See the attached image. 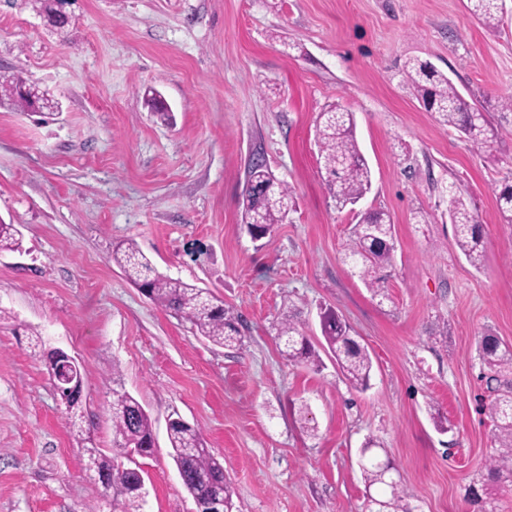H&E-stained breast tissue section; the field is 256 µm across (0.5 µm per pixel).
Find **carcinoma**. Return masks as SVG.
<instances>
[{"label":"carcinoma","instance_id":"cac0c4a2","mask_svg":"<svg viewBox=\"0 0 512 512\" xmlns=\"http://www.w3.org/2000/svg\"><path fill=\"white\" fill-rule=\"evenodd\" d=\"M502 3L503 0H467V8L481 23L496 25L501 21ZM403 74L415 89L420 104L434 114L438 122L458 129L481 149L497 138L483 106L468 102L448 76L415 60L405 63ZM24 85L26 81L19 76L0 74V107H17L35 113L54 110L55 105L47 100L35 102L23 96L19 89ZM316 136L327 173L325 185L336 203L344 207L362 199L371 188V170L355 138L353 113L338 104L329 106L320 114ZM496 198L502 223L512 225L509 179H504ZM292 205L288 185L277 179L261 158H253L247 168L241 200L244 223L251 232L261 236L271 231L274 225L285 220ZM448 216L459 251L472 266L481 267L482 231L462 194L451 193ZM356 219L347 244V257L373 294L382 296L384 286L380 271L392 263L395 246H385L379 240H394L391 217L383 210L369 209L357 213ZM20 248L15 225L0 219V253ZM112 261L151 300L189 321L198 335L218 346L242 343L240 319L224 308L223 301L206 289L157 273L134 241L129 240L114 250ZM321 332L350 385L366 390L370 383L371 359L365 348L352 339L349 326L330 309L321 316ZM278 340L283 345L281 353L289 362L308 366L319 361L313 345L288 314L279 322ZM479 352L487 371V382L496 383L489 414L497 430L499 450L489 464L488 475L503 480L508 474L512 476V346L488 334L479 340ZM57 395L66 406L72 426L80 427L82 400L62 391ZM110 410L115 445L128 451H151L153 423L137 399L114 389ZM167 436L182 484L196 504L219 498L224 502V512H232L233 490L224 477V466L206 447L198 429L179 418L168 423ZM85 451L88 470L100 477H112L111 492L104 495L110 503V512H128L127 506L141 497L140 471L114 463L95 447H87ZM361 466L368 486L384 487V497L371 499L376 512H410L403 504L400 482L383 479L381 466L372 457L365 458Z\"/></svg>","mask_w":512,"mask_h":512}]
</instances>
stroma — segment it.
<instances>
[{
	"label": "stroma",
	"mask_w": 512,
	"mask_h": 512,
	"mask_svg": "<svg viewBox=\"0 0 512 512\" xmlns=\"http://www.w3.org/2000/svg\"><path fill=\"white\" fill-rule=\"evenodd\" d=\"M67 12L51 32L27 0H0V72L61 105L0 107V219L22 242L0 253V512L108 508L38 337L76 359L83 426L107 456L120 455L113 390L150 415L142 512H197L170 455L172 416L223 463L233 512H369V437L413 512H512L511 483L468 500L496 452L477 342L488 330L512 345V226L494 193L512 169V112L496 107L512 94V0L495 29L466 0H72ZM410 58L484 105L492 150L421 107L402 75ZM333 103L352 112L372 171L354 210L327 192L315 142ZM255 155L294 197L259 241L240 205ZM452 189L484 228L482 268L455 245ZM359 209L393 219L381 296L344 259ZM128 238L162 275L223 300L242 344L213 345L132 285L112 262ZM325 308L367 349V391L324 351ZM286 314L320 348L319 368L282 356Z\"/></svg>",
	"instance_id": "1"
}]
</instances>
